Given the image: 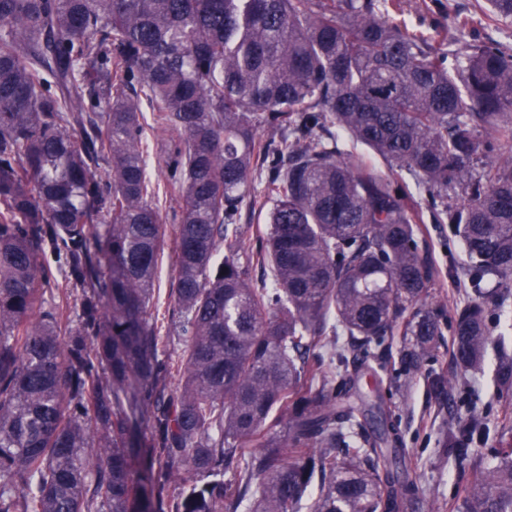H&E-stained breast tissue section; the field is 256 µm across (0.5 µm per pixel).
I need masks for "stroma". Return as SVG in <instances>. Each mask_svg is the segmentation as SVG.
<instances>
[{
    "instance_id": "35a3bbf8",
    "label": "stroma",
    "mask_w": 512,
    "mask_h": 512,
    "mask_svg": "<svg viewBox=\"0 0 512 512\" xmlns=\"http://www.w3.org/2000/svg\"><path fill=\"white\" fill-rule=\"evenodd\" d=\"M470 17V33L490 37L512 46V20H497L481 10L477 0H403L401 20L427 34L448 24L449 13ZM422 234L429 246L433 286L429 302L446 301L459 281L465 280L464 251L449 224L426 220ZM495 352H488L482 370L466 376L469 391L465 397L446 404L435 401L428 378L431 373H452L449 336H442L432 359L424 362L410 377L394 387L392 405L400 417L404 447L413 461L411 477L419 488L414 512H448V501L467 479L455 462L434 453L451 419H467L470 413L481 415L489 435L502 427L512 428V396L501 393L494 384Z\"/></svg>"
}]
</instances>
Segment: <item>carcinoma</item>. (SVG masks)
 <instances>
[{"label":"carcinoma","mask_w":512,"mask_h":512,"mask_svg":"<svg viewBox=\"0 0 512 512\" xmlns=\"http://www.w3.org/2000/svg\"><path fill=\"white\" fill-rule=\"evenodd\" d=\"M512 17V0H487ZM399 0H0V512H409L399 418L345 402L349 364L408 377L449 325L457 371L500 343L512 298V49ZM172 159L151 179L144 112ZM268 129L264 139L260 131ZM385 163L354 160L339 137ZM413 176L424 196L395 186ZM265 179L251 191L254 176ZM182 201L158 355L160 193ZM257 218L245 246L242 206ZM471 288L445 318L423 210ZM268 271L258 283L253 271ZM87 288L63 321L59 280ZM178 377L170 390L167 380ZM499 387L512 390V358ZM441 452L452 512H512V430Z\"/></svg>","instance_id":"cac0c4a2"}]
</instances>
